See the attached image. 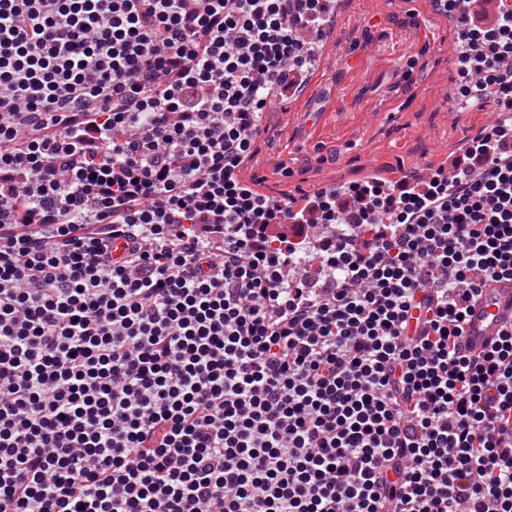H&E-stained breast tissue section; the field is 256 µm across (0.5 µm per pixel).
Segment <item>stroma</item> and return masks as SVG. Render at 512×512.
Masks as SVG:
<instances>
[{
  "label": "stroma",
  "mask_w": 512,
  "mask_h": 512,
  "mask_svg": "<svg viewBox=\"0 0 512 512\" xmlns=\"http://www.w3.org/2000/svg\"><path fill=\"white\" fill-rule=\"evenodd\" d=\"M433 13L432 0H395L384 13L345 0L307 93L267 114L270 137L257 142L266 162L246 167L245 178L285 201L324 182L358 180L368 166L395 172L435 160L484 125L480 115L448 117L457 30L429 24Z\"/></svg>",
  "instance_id": "1"
}]
</instances>
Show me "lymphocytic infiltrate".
Returning <instances> with one entry per match:
<instances>
[{"label":"lymphocytic infiltrate","instance_id":"1","mask_svg":"<svg viewBox=\"0 0 512 512\" xmlns=\"http://www.w3.org/2000/svg\"><path fill=\"white\" fill-rule=\"evenodd\" d=\"M330 2L0 0V512H512V327L458 349L512 121L296 213L240 177ZM481 2L461 93L512 111Z\"/></svg>","mask_w":512,"mask_h":512}]
</instances>
